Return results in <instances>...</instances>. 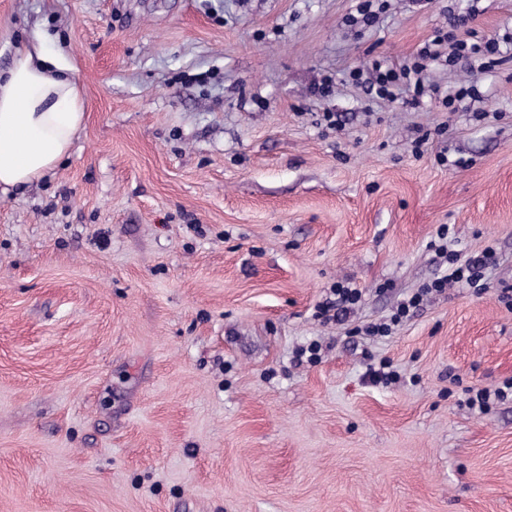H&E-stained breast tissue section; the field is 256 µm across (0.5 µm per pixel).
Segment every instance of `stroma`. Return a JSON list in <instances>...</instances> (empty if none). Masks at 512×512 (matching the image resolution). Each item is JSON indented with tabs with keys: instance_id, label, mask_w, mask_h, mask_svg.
<instances>
[{
	"instance_id": "stroma-1",
	"label": "stroma",
	"mask_w": 512,
	"mask_h": 512,
	"mask_svg": "<svg viewBox=\"0 0 512 512\" xmlns=\"http://www.w3.org/2000/svg\"><path fill=\"white\" fill-rule=\"evenodd\" d=\"M372 9L0 0V68L46 36L86 112L0 198V512H512V397L466 403L512 379V53L428 69L455 112L366 85L454 16L512 36V0ZM443 224L484 289L365 335L447 273ZM338 283L362 300L323 320ZM509 390L512 397V380L505 381L503 387L491 391L488 389L468 390L471 394L467 403L471 408L477 407L481 412L489 410L492 400H504L508 397Z\"/></svg>"
}]
</instances>
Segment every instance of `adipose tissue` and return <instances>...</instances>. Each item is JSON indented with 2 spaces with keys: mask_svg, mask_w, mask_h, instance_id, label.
Here are the masks:
<instances>
[{
  "mask_svg": "<svg viewBox=\"0 0 512 512\" xmlns=\"http://www.w3.org/2000/svg\"><path fill=\"white\" fill-rule=\"evenodd\" d=\"M85 121L66 56L43 40L0 69V196L24 189L70 153Z\"/></svg>",
  "mask_w": 512,
  "mask_h": 512,
  "instance_id": "1",
  "label": "adipose tissue"
}]
</instances>
